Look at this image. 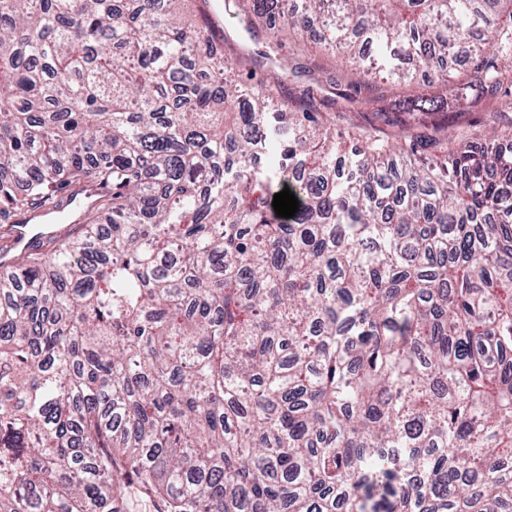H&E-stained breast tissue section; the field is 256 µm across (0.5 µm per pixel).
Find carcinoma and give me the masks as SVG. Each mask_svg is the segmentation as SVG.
<instances>
[{"label": "carcinoma", "instance_id": "1", "mask_svg": "<svg viewBox=\"0 0 512 512\" xmlns=\"http://www.w3.org/2000/svg\"><path fill=\"white\" fill-rule=\"evenodd\" d=\"M185 2L0 0V223L99 189L0 267V512H512V126L426 122L504 0H224L343 55L297 96Z\"/></svg>", "mask_w": 512, "mask_h": 512}]
</instances>
